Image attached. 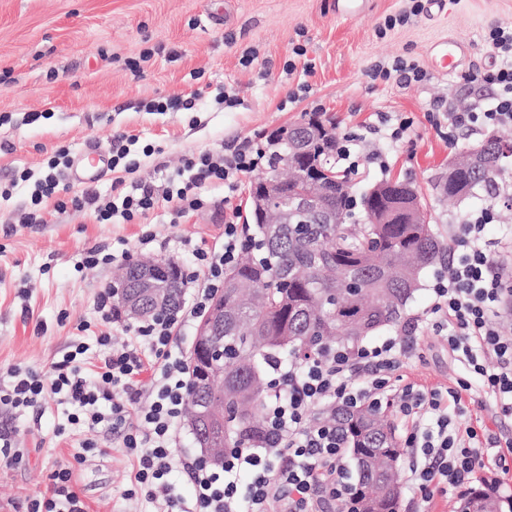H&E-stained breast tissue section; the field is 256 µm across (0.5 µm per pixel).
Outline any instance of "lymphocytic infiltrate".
<instances>
[{
    "label": "lymphocytic infiltrate",
    "instance_id": "f902f5d3",
    "mask_svg": "<svg viewBox=\"0 0 512 512\" xmlns=\"http://www.w3.org/2000/svg\"><path fill=\"white\" fill-rule=\"evenodd\" d=\"M480 79L496 88L493 105L440 112L435 123H446L452 131L474 126L511 130L512 66L485 71ZM138 141L131 134L112 141L109 162L119 176L109 196L89 189L71 192L63 181L72 164L66 146L56 148L39 176L22 172L21 181L33 184L24 223H42L41 206L48 200L55 211L86 212L101 224L135 223L162 201L180 216L205 204V186L230 183L268 160L261 148L245 147L228 155L202 152L186 159L160 190L151 183L129 185L124 180L140 165L132 151ZM493 219V209L485 208L454 225V258L438 273L431 304L403 334L372 346L332 349L304 367L292 365L280 373V385L265 404V430L257 440L246 442L221 468L201 460L186 464L192 499L175 494L169 481L177 448L173 432L187 396L186 363L172 352V332L176 324L200 317L223 288L225 268L245 246L243 227L235 218L226 219L220 245L193 249L196 267L185 277L186 287L193 290L190 306L127 328L121 341L104 332L94 343H78L53 364L50 379L19 367L11 370V383L0 384V407L20 410L51 396L71 406L70 424L91 431L103 428L120 437L137 461L134 486L124 496L130 499L145 490L157 512H324L344 502L349 491L342 482L341 433L323 422L321 409L382 401L395 405L407 425L402 446L414 459L411 476L421 492L419 512H431L436 496L475 482L495 494H510L512 464L496 442L463 418L469 400L481 408L491 402L502 414H512V336L496 322L507 290L495 255L482 238ZM420 330L444 333L449 349L469 367L475 382L429 388L405 378L404 360L415 350ZM100 347L108 348L107 356L98 357ZM93 358L99 365L90 378L83 365ZM148 366L153 376L146 390L138 377ZM118 390L124 401H115ZM243 471L251 476L244 498L235 481ZM70 479V468H60L49 493L33 499L29 512H87L84 501L71 491Z\"/></svg>",
    "mask_w": 512,
    "mask_h": 512
}]
</instances>
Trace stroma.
Listing matches in <instances>:
<instances>
[{"instance_id":"stroma-1","label":"stroma","mask_w":512,"mask_h":512,"mask_svg":"<svg viewBox=\"0 0 512 512\" xmlns=\"http://www.w3.org/2000/svg\"><path fill=\"white\" fill-rule=\"evenodd\" d=\"M365 15L336 16L334 0H0V381L21 366L50 373L55 361L95 334H125L124 322L101 327L95 301L112 282L115 265L78 268L94 248L193 263L194 247H210L224 234L226 206L248 214L251 174L239 175L233 193L211 185L207 207L176 216L159 204L144 224H97L85 213L46 208L41 224H21L30 188L22 171L39 172L52 148L77 150L93 143L108 151L113 135H137L153 147L126 182L163 186L184 159L202 151L231 153L265 145L272 132L317 111L337 132L360 135L362 157L349 179L355 190L385 179L412 182L438 236L494 202L440 198L434 183L448 172L454 150L478 143L484 128L449 135L433 114L444 104L463 111L491 104L496 91L477 74L501 65L486 41L497 25L512 26V0H422L423 11L403 25L386 17L408 9L409 0H368ZM457 39L466 53L457 69L439 74L432 49ZM304 55H296V47ZM251 65H243L247 52ZM140 64L132 73L129 61ZM415 64L425 78L375 80L376 65ZM199 91L194 112H150L149 101ZM235 92L239 106L218 104L219 92ZM39 113L28 124L26 113ZM410 118L400 140L391 120ZM387 153L386 169L368 156ZM157 240L139 246L143 230ZM417 356L406 370L417 383L450 385L467 369L432 332L417 338ZM0 428L16 446L0 459V512H27L51 487L53 475L71 464L72 490L90 512H151L145 496L123 499L136 459L111 433L72 428L54 399L18 414L0 411ZM93 448L82 449L84 440Z\"/></svg>"}]
</instances>
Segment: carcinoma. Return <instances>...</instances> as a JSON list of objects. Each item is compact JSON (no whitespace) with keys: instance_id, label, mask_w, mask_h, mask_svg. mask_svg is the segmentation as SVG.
I'll list each match as a JSON object with an SVG mask.
<instances>
[{"instance_id":"carcinoma-1","label":"carcinoma","mask_w":512,"mask_h":512,"mask_svg":"<svg viewBox=\"0 0 512 512\" xmlns=\"http://www.w3.org/2000/svg\"><path fill=\"white\" fill-rule=\"evenodd\" d=\"M305 135L294 142L299 162L310 178L328 169L335 153L336 127L317 113L301 119ZM499 141L482 151L480 167L460 173L459 188L469 197L489 189L504 171ZM326 197L336 208V224H311L298 214L292 224L270 226L256 214L254 257L224 270V326L213 336H198L187 363V404L224 405V442L235 448L260 430L256 419L271 393L264 365L274 358L297 365L329 347H352L393 326L421 288V275L449 262L448 249L431 224L406 223L416 196L380 182L361 195L363 219L354 220L352 187L339 173L325 182ZM160 310L182 304L181 278L169 272L158 279ZM344 436L351 461V490L369 500L375 512H397L401 450L392 410L363 406L332 414ZM479 512H501L484 491L463 497Z\"/></svg>"}]
</instances>
